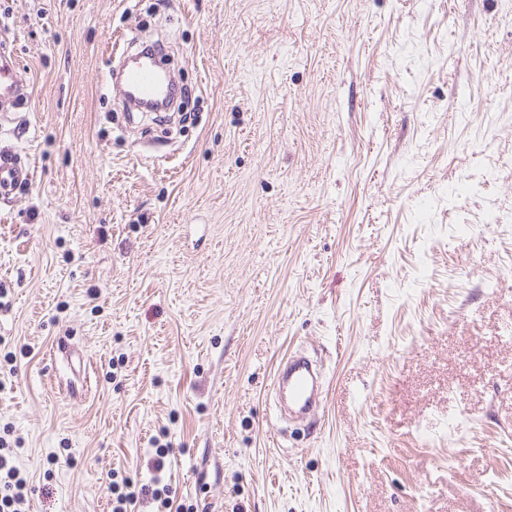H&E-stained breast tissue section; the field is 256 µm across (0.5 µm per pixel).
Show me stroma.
<instances>
[{"instance_id": "35a3bbf8", "label": "stroma", "mask_w": 512, "mask_h": 512, "mask_svg": "<svg viewBox=\"0 0 512 512\" xmlns=\"http://www.w3.org/2000/svg\"><path fill=\"white\" fill-rule=\"evenodd\" d=\"M163 37L177 131L108 70ZM23 512H512V0H0ZM466 98L467 110L457 106ZM325 403L280 420L284 356ZM17 59L13 51H0V102L14 103L24 95V86L13 79ZM26 178V173L22 169L17 158L11 154L0 155V196L11 195L15 186Z\"/></svg>"}]
</instances>
